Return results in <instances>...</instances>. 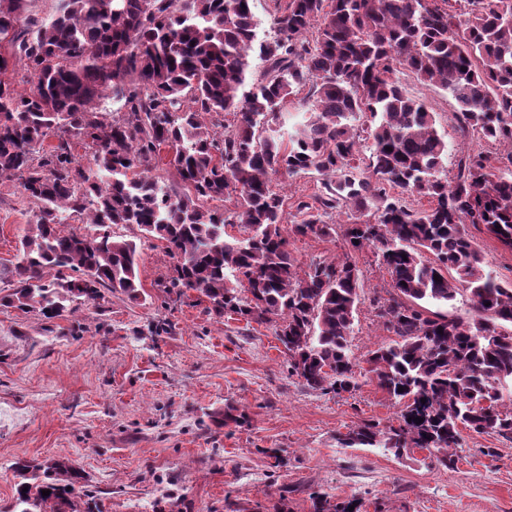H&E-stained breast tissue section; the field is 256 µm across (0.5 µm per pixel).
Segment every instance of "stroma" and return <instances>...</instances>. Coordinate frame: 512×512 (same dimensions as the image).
Returning <instances> with one entry per match:
<instances>
[{"label":"stroma","mask_w":512,"mask_h":512,"mask_svg":"<svg viewBox=\"0 0 512 512\" xmlns=\"http://www.w3.org/2000/svg\"><path fill=\"white\" fill-rule=\"evenodd\" d=\"M399 80L436 112L449 173L463 154H506L461 134L447 92L407 72ZM32 209L17 182L0 183V289L12 286ZM470 235L486 271L512 282V250ZM140 251L145 299L115 294L52 319L0 308V504L13 495L15 461L66 457L101 512H227L230 501L313 512L320 493L359 512H512V442L462 431L448 467L428 449L341 447L361 423L397 424L402 403L368 380L341 395L305 388L274 325L216 316L195 292L164 293L174 266L164 243L145 239ZM355 261L361 303L349 341L362 362L392 340L371 307L392 280L373 250ZM229 404L244 423L220 424Z\"/></svg>","instance_id":"35a3bbf8"}]
</instances>
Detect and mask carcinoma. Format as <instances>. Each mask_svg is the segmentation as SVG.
I'll list each match as a JSON object with an SVG mask.
<instances>
[{
  "instance_id": "cac0c4a2",
  "label": "carcinoma",
  "mask_w": 512,
  "mask_h": 512,
  "mask_svg": "<svg viewBox=\"0 0 512 512\" xmlns=\"http://www.w3.org/2000/svg\"><path fill=\"white\" fill-rule=\"evenodd\" d=\"M33 2L0 0V181L19 180L35 206L0 306L52 319L108 293L139 299V247L111 232L132 226L175 261L166 294L194 291L218 316L274 323L291 374L350 393L364 376L349 347L354 255L372 247L392 279L372 306L395 339L368 352L367 373L406 406L398 426L367 422L340 445L432 448L446 466L463 429L512 442V283L484 272L466 229L481 224L512 249V150L498 166L465 154L448 180L435 113L396 77L446 91L464 134L512 147V0H286L262 39L252 0H53L48 17ZM254 55L263 75L248 88ZM304 88V121L285 144L273 125ZM163 146L172 181L152 175ZM308 172L325 193L289 222L283 180ZM332 210L347 216L338 229L323 220ZM76 220L93 233L58 230ZM338 230L341 258L298 266L290 238ZM462 291L468 320L444 310ZM13 469L0 512L98 510L77 495L70 460ZM349 506L313 497L315 512Z\"/></svg>"
}]
</instances>
